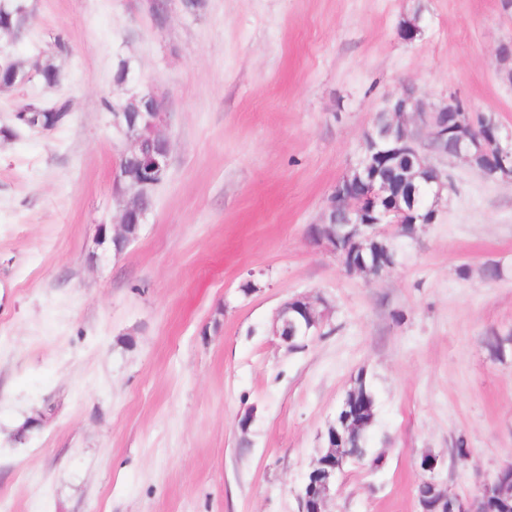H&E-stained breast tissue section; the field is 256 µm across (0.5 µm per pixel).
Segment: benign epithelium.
<instances>
[{"instance_id":"1","label":"benign epithelium","mask_w":512,"mask_h":512,"mask_svg":"<svg viewBox=\"0 0 512 512\" xmlns=\"http://www.w3.org/2000/svg\"><path fill=\"white\" fill-rule=\"evenodd\" d=\"M129 101L138 111L122 105L112 113L116 126L125 130L133 141L128 150L134 158L143 162V178L130 185L133 193L125 205L118 230L111 242L115 249L130 240L129 229L139 228L146 211L136 201L150 198V191L159 185L170 167V147L160 129L166 124L164 103L154 95L133 96ZM383 111L392 117L390 125L375 128L367 134L363 151L354 168L367 173V178L355 181L343 179L336 184L328 199L325 214H343L347 222L331 236L322 231L324 225H310L309 236L313 243L333 255H338V238L357 234L389 236L393 229L408 235L418 224H433L443 192L449 189L448 178L437 166L430 164L424 151L446 156L448 137L459 134L456 155L474 166L472 160L483 157L489 164L475 169L487 179L512 176V133H503L502 127L491 113L480 115L483 128L494 133L487 139L461 134L464 127L462 108L453 96L442 98L427 105L411 84L387 98ZM148 134L161 143V148L143 154L138 135ZM325 315L304 297H295L283 303L272 326L273 335L290 350L305 348L315 337L322 334ZM355 415L356 427L363 428L373 422L371 399L358 402ZM352 465L346 449L337 444L336 423L329 424L324 445L313 468L307 473L297 493L299 512H331L336 479ZM421 466L424 482L429 488L427 499L420 502L419 512H439L438 506L448 504V512H472V503L481 500L489 512H498L512 502L507 493L509 482L505 474L512 475V461L501 465L495 474L478 479L473 496L462 498L448 492L437 478V460L425 455Z\"/></svg>"}]
</instances>
